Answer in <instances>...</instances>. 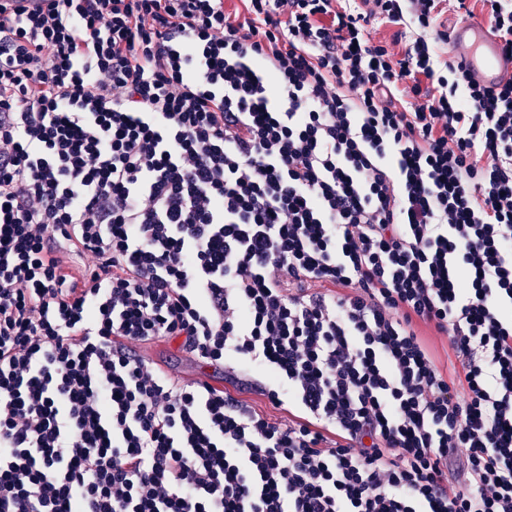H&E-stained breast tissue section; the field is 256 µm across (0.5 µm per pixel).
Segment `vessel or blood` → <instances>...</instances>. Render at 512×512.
<instances>
[{
    "label": "vessel or blood",
    "mask_w": 512,
    "mask_h": 512,
    "mask_svg": "<svg viewBox=\"0 0 512 512\" xmlns=\"http://www.w3.org/2000/svg\"><path fill=\"white\" fill-rule=\"evenodd\" d=\"M448 42L466 48L463 67L473 82L489 88L512 82V53L479 21L457 23L448 32Z\"/></svg>",
    "instance_id": "1"
}]
</instances>
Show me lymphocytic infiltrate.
I'll return each instance as SVG.
<instances>
[{
	"mask_svg": "<svg viewBox=\"0 0 512 512\" xmlns=\"http://www.w3.org/2000/svg\"><path fill=\"white\" fill-rule=\"evenodd\" d=\"M25 2L0 512H512V83L440 59L441 0ZM453 3L512 51V0ZM141 353L171 376L183 380L207 381L218 387H224V371L206 365L194 357L182 353L176 343L156 342L141 348Z\"/></svg>",
	"mask_w": 512,
	"mask_h": 512,
	"instance_id": "lymphocytic-infiltrate-1",
	"label": "lymphocytic infiltrate"
}]
</instances>
